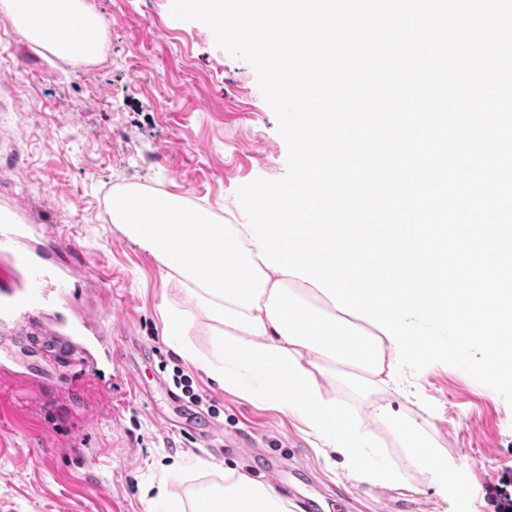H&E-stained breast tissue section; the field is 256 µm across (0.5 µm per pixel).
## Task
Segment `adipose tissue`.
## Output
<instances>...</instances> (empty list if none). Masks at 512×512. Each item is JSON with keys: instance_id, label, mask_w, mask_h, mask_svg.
Returning <instances> with one entry per match:
<instances>
[{"instance_id": "ef3b65f1", "label": "adipose tissue", "mask_w": 512, "mask_h": 512, "mask_svg": "<svg viewBox=\"0 0 512 512\" xmlns=\"http://www.w3.org/2000/svg\"><path fill=\"white\" fill-rule=\"evenodd\" d=\"M10 17L30 39L54 54L96 62L97 41L70 34L73 20L97 31L84 0H12ZM112 221L146 247L195 297L206 318L224 326L228 369L214 370L220 387L260 394L274 407L295 413L324 446L346 450L354 435L322 384L336 366L381 386L393 374L384 358L390 343L381 330L345 314L315 286L267 268L250 233L188 212L182 199L123 193L112 200ZM371 420L398 437L425 461L432 477L447 474V458L432 451L426 430L373 406ZM201 512H288L278 488L244 472L229 475L219 494L204 495Z\"/></svg>"}]
</instances>
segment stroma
Here are the masks:
<instances>
[{"label":"stroma","mask_w":512,"mask_h":512,"mask_svg":"<svg viewBox=\"0 0 512 512\" xmlns=\"http://www.w3.org/2000/svg\"><path fill=\"white\" fill-rule=\"evenodd\" d=\"M106 31L108 61L84 80L80 61L18 36L0 13V210L34 216L48 247L83 282L77 313L101 320L132 387H106L66 360L52 327L0 325V512H196L198 494L237 470L295 490L291 512L335 495L346 512H503L512 498V406L442 363L403 370L388 386L324 379L345 413L370 426L358 452L396 486L352 480L354 460L325 455L294 414L222 389L183 359L224 363V327L203 318L177 280L112 222L126 191L179 196L215 220L244 224L237 190L287 172L288 149L254 69L211 30L170 14L172 0H85ZM27 80H19V71ZM177 310L181 335L165 332ZM201 402L182 395L176 372ZM179 405H172L171 395ZM424 426L455 469L434 482L401 441L369 423L373 403ZM96 463L86 466L84 456Z\"/></svg>","instance_id":"35a3bbf8"}]
</instances>
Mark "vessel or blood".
Wrapping results in <instances>:
<instances>
[{"instance_id":"b4317fda","label":"vessel or blood","mask_w":512,"mask_h":512,"mask_svg":"<svg viewBox=\"0 0 512 512\" xmlns=\"http://www.w3.org/2000/svg\"><path fill=\"white\" fill-rule=\"evenodd\" d=\"M47 234L45 225L21 224L11 213L0 214V318L22 310L45 314L57 335L80 347L105 378H113L120 354L105 337L89 334L85 321L73 313L77 281L43 247Z\"/></svg>"}]
</instances>
